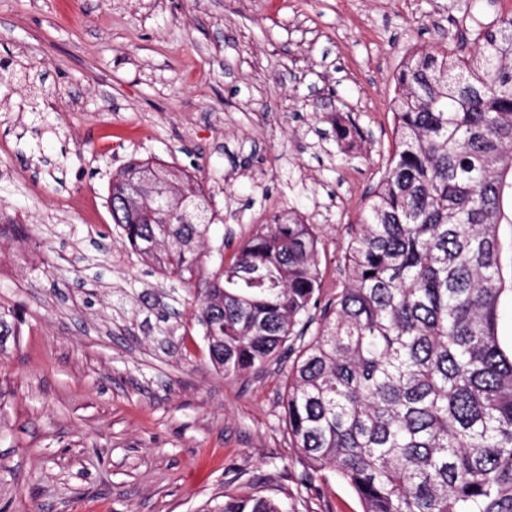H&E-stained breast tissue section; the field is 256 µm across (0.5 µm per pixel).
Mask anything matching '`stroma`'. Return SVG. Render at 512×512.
Masks as SVG:
<instances>
[{
    "mask_svg": "<svg viewBox=\"0 0 512 512\" xmlns=\"http://www.w3.org/2000/svg\"><path fill=\"white\" fill-rule=\"evenodd\" d=\"M512 0H0V512H362L288 438V359L215 368L181 281L107 207L134 158L196 178L203 274L274 217L315 225L324 297L395 152L393 77ZM354 121L359 136L338 138ZM174 293L170 313L143 293ZM165 336L177 346L162 344ZM207 512H286L282 505L269 497L251 495L243 497L228 496L223 503L206 509Z\"/></svg>",
    "mask_w": 512,
    "mask_h": 512,
    "instance_id": "obj_1",
    "label": "stroma"
}]
</instances>
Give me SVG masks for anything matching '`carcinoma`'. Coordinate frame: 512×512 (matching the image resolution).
<instances>
[{"label":"carcinoma","instance_id":"carcinoma-1","mask_svg":"<svg viewBox=\"0 0 512 512\" xmlns=\"http://www.w3.org/2000/svg\"><path fill=\"white\" fill-rule=\"evenodd\" d=\"M469 40L471 53L420 50L397 71V149L333 297L322 299L314 225L282 217L188 289L224 374L293 358L288 434L310 470L347 481L362 512H512V348L498 335L512 15L460 34ZM148 166L128 163L109 191ZM153 169L152 220L113 225L132 252L188 282L212 204L190 175ZM207 512L286 510L251 495Z\"/></svg>","mask_w":512,"mask_h":512}]
</instances>
